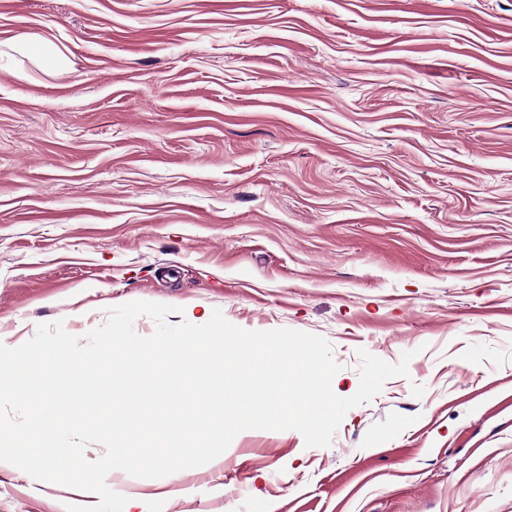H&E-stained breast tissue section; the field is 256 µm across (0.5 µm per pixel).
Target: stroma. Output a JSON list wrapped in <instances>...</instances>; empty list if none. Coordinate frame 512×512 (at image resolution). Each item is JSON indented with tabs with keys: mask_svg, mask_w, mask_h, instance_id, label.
<instances>
[{
	"mask_svg": "<svg viewBox=\"0 0 512 512\" xmlns=\"http://www.w3.org/2000/svg\"><path fill=\"white\" fill-rule=\"evenodd\" d=\"M0 344L221 311L409 374L332 442L246 430L134 512H512V0H0ZM94 493L0 462V512Z\"/></svg>",
	"mask_w": 512,
	"mask_h": 512,
	"instance_id": "1",
	"label": "stroma"
}]
</instances>
